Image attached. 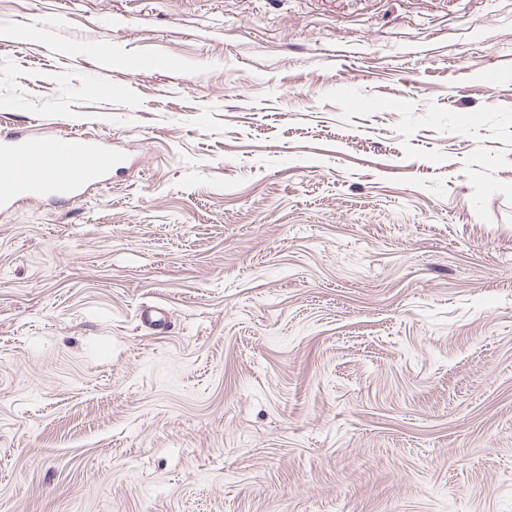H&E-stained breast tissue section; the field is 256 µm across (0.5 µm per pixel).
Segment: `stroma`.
<instances>
[{"instance_id":"obj_1","label":"stroma","mask_w":512,"mask_h":512,"mask_svg":"<svg viewBox=\"0 0 512 512\" xmlns=\"http://www.w3.org/2000/svg\"><path fill=\"white\" fill-rule=\"evenodd\" d=\"M21 130L0 512H512V0H0ZM122 156L85 135L26 132L0 138V207L12 201L68 199L100 184Z\"/></svg>"}]
</instances>
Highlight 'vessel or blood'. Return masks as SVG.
<instances>
[{
    "label": "vessel or blood",
    "mask_w": 512,
    "mask_h": 512,
    "mask_svg": "<svg viewBox=\"0 0 512 512\" xmlns=\"http://www.w3.org/2000/svg\"><path fill=\"white\" fill-rule=\"evenodd\" d=\"M121 160L110 145L85 135L58 138L29 131L0 138V207L74 197L102 183Z\"/></svg>",
    "instance_id": "b4317fda"
}]
</instances>
